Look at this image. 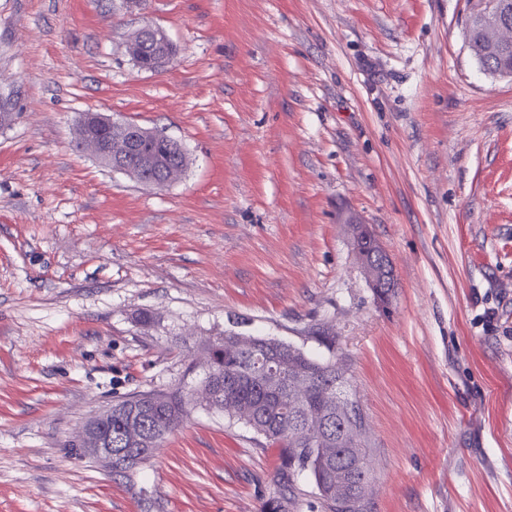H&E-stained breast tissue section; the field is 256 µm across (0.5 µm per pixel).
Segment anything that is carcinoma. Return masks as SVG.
<instances>
[{"instance_id":"carcinoma-1","label":"carcinoma","mask_w":512,"mask_h":512,"mask_svg":"<svg viewBox=\"0 0 512 512\" xmlns=\"http://www.w3.org/2000/svg\"><path fill=\"white\" fill-rule=\"evenodd\" d=\"M468 28L470 47L481 68L492 75L511 76L512 25L505 30L490 23ZM205 349L211 351L212 370L204 386L218 395L216 409L231 418L248 415L250 428L280 447L275 512H288V502L295 497V475L305 471L314 480L324 512H368L367 501L354 508L359 485L372 481V473L360 465L361 448L369 447L368 439L359 445L352 435L353 430L365 428V422L356 414L351 419L340 416L336 404V395L349 386L347 369L336 360H317L291 345L259 336H249L242 344L239 335L226 333L208 341ZM271 361L283 365L288 375L309 382L302 416L277 405L278 385L253 376L256 366ZM185 415L182 390H171L167 401L142 421L143 433L149 437L167 425L169 435ZM300 421L317 428L324 443L314 447L295 439L292 428ZM112 452L122 459L117 472L126 473L149 460L155 449L134 447L114 421Z\"/></svg>"}]
</instances>
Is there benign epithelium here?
Returning a JSON list of instances; mask_svg holds the SVG:
<instances>
[{"label": "benign epithelium", "mask_w": 512, "mask_h": 512, "mask_svg": "<svg viewBox=\"0 0 512 512\" xmlns=\"http://www.w3.org/2000/svg\"><path fill=\"white\" fill-rule=\"evenodd\" d=\"M125 52L139 68L147 71L169 66L174 57V50L168 45L164 32L152 27L133 32L125 43ZM79 125L83 136L94 137V155L98 160L145 186L165 188L176 182L184 172V150H179L182 159L173 163L150 150V143L162 138L155 130L116 121L99 112L85 113ZM349 231L356 260L369 287L378 296L381 270L392 266V263L383 249L379 251V260L376 262L361 253L359 243L372 238L368 225L352 218ZM307 395V382L298 379L293 394L280 396L279 402L285 406L291 404L298 407L307 401ZM115 413L117 410L111 408L86 423L76 439L78 447L86 449L109 470L112 469V415Z\"/></svg>", "instance_id": "benign-epithelium-1"}]
</instances>
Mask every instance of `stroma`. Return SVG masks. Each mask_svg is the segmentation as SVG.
Here are the masks:
<instances>
[{"instance_id": "35a3bbf8", "label": "stroma", "mask_w": 512, "mask_h": 512, "mask_svg": "<svg viewBox=\"0 0 512 512\" xmlns=\"http://www.w3.org/2000/svg\"><path fill=\"white\" fill-rule=\"evenodd\" d=\"M473 4L0 0V512H271L278 450L220 410L127 474L73 445L201 387L227 332L344 356L371 512H512V77L472 56ZM145 25L171 67L126 55ZM87 112L180 141L182 179L75 151ZM349 231L354 246V254L356 260L367 279L369 287L372 288L377 298L381 299L379 292V283L382 277L380 265L382 270L384 271L386 267H392V263L386 251L381 245H379V260L377 262H374L373 259L368 260L364 256V254L361 253L359 243L361 241L369 240L373 236L372 231L370 230L368 225L361 224L356 218H351L349 221Z\"/></svg>"}]
</instances>
